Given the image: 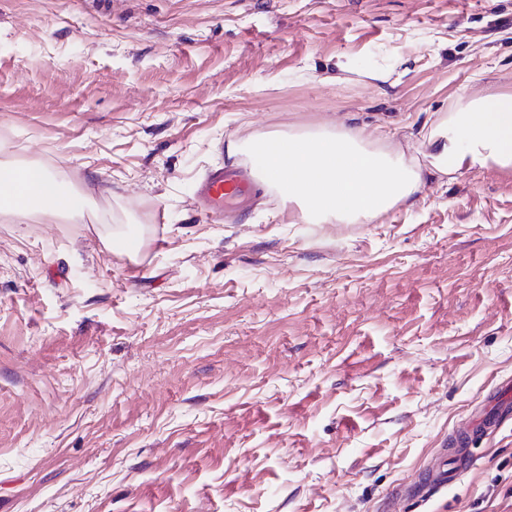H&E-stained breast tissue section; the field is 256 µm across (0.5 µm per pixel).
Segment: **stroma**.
<instances>
[{"mask_svg": "<svg viewBox=\"0 0 512 512\" xmlns=\"http://www.w3.org/2000/svg\"><path fill=\"white\" fill-rule=\"evenodd\" d=\"M512 92V0H0V164L94 222L0 221V512H512V169H428ZM376 133L423 185L371 224L197 191L270 132ZM136 233L128 255L114 239ZM495 403L496 406L493 410L480 411L470 427L453 433V435L448 438V448H462V450L467 453L472 437L487 433L502 419L512 416V404H510L509 401L496 400ZM453 460L450 467L447 464L437 470L426 472L422 483L415 487L414 495L425 497L432 491L441 490L452 485L460 473L455 456H453Z\"/></svg>", "mask_w": 512, "mask_h": 512, "instance_id": "35a3bbf8", "label": "stroma"}]
</instances>
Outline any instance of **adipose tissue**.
Segmentation results:
<instances>
[{"label":"adipose tissue","instance_id":"ef3b65f1","mask_svg":"<svg viewBox=\"0 0 512 512\" xmlns=\"http://www.w3.org/2000/svg\"><path fill=\"white\" fill-rule=\"evenodd\" d=\"M426 141L430 165L441 174L465 167L512 168V93L459 95ZM242 150L301 224H369L422 186L420 168L357 130L325 126L268 133L244 143ZM87 206V195L61 193L42 167L0 166V215L72 216L84 214Z\"/></svg>","mask_w":512,"mask_h":512}]
</instances>
